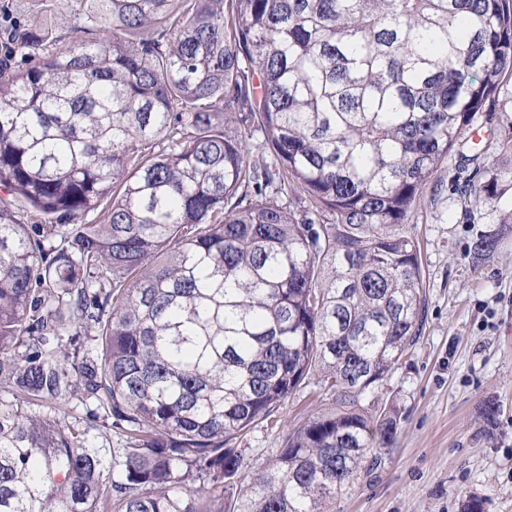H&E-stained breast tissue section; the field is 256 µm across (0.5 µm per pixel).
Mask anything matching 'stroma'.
<instances>
[{
	"instance_id": "35a3bbf8",
	"label": "stroma",
	"mask_w": 512,
	"mask_h": 512,
	"mask_svg": "<svg viewBox=\"0 0 512 512\" xmlns=\"http://www.w3.org/2000/svg\"><path fill=\"white\" fill-rule=\"evenodd\" d=\"M509 121L510 111L480 113L474 145L449 157L411 213L425 326L384 381L381 398L400 414L394 443L337 497L335 512H465L475 498L482 512H512V223L452 191L461 157L485 171L512 168V150L497 135ZM483 235L497 247L479 260L473 243ZM490 404L498 410L491 422ZM324 406L308 390L288 399L277 428L258 425L243 440L253 463H265L289 428Z\"/></svg>"
}]
</instances>
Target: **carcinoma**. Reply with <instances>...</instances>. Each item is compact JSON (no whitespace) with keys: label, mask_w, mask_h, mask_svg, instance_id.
<instances>
[{"label":"carcinoma","mask_w":512,"mask_h":512,"mask_svg":"<svg viewBox=\"0 0 512 512\" xmlns=\"http://www.w3.org/2000/svg\"><path fill=\"white\" fill-rule=\"evenodd\" d=\"M79 5L106 41L31 15L0 62V512H330L396 435L364 402L422 329L403 226L512 77V0ZM317 398L306 388L302 393L288 399L279 411V425L271 431L266 423L256 426L241 444V448H250L249 455L254 466L263 464L272 456V451L281 448L283 436L291 427L299 425L304 417L329 406L328 397Z\"/></svg>","instance_id":"cac0c4a2"}]
</instances>
